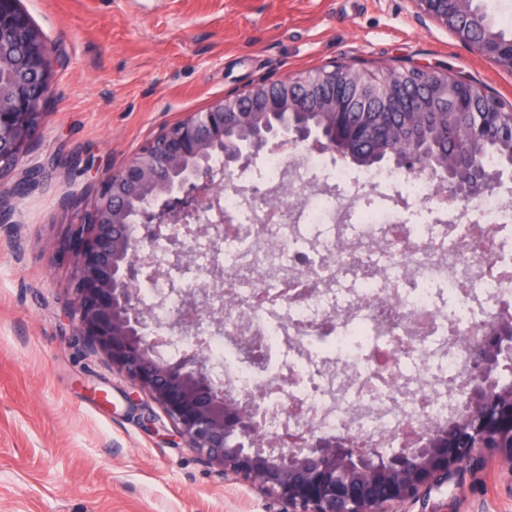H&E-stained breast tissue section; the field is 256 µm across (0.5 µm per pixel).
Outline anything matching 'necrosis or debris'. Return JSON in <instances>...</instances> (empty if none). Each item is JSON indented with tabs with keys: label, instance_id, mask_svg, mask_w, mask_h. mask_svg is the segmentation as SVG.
Instances as JSON below:
<instances>
[{
	"label": "necrosis or debris",
	"instance_id": "4bbe7bcc",
	"mask_svg": "<svg viewBox=\"0 0 512 512\" xmlns=\"http://www.w3.org/2000/svg\"><path fill=\"white\" fill-rule=\"evenodd\" d=\"M441 194L428 172L267 153L225 186L223 223L201 209L195 233L173 225L144 254L139 299L165 356L205 337L213 379L261 405L280 448L310 432L421 439L460 405L473 327L512 307V196L445 208ZM215 291L213 323L189 302Z\"/></svg>",
	"mask_w": 512,
	"mask_h": 512
}]
</instances>
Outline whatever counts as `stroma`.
Masks as SVG:
<instances>
[{"mask_svg":"<svg viewBox=\"0 0 512 512\" xmlns=\"http://www.w3.org/2000/svg\"><path fill=\"white\" fill-rule=\"evenodd\" d=\"M58 57L38 176L0 177V512H281L223 478L149 399L93 352L71 319V260L59 246L93 171L120 165L164 124L230 92L331 63L375 73L436 68L512 104V73L407 0H22ZM405 512H512V468L466 467Z\"/></svg>","mask_w":512,"mask_h":512,"instance_id":"stroma-1","label":"stroma"}]
</instances>
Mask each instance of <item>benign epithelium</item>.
<instances>
[{
  "label": "benign epithelium",
  "mask_w": 512,
  "mask_h": 512,
  "mask_svg": "<svg viewBox=\"0 0 512 512\" xmlns=\"http://www.w3.org/2000/svg\"><path fill=\"white\" fill-rule=\"evenodd\" d=\"M413 13L448 30L460 43L470 45L469 26L485 28L475 53L512 72V36L500 33L479 10L463 13L472 0H409ZM28 15L18 0H0V67L10 64L6 51L28 36ZM57 57L50 42L41 38L28 69L41 75L50 88ZM384 112H468L479 100L485 112H502L512 119V107L502 109L481 84L431 68L419 69L421 93L406 104L401 88L410 74L384 68ZM370 89L371 75L349 64L322 73H304L286 80L258 82L241 93L214 100L207 108L162 127L120 166L106 170L91 182L93 198L82 207V219L69 225L62 251L73 259L72 319L91 349L105 355L112 368L131 384L128 399L148 396L200 459L226 478L245 480L274 497L284 512H394V507L415 503L465 466L479 463L489 452L502 463H512V447L499 448L500 428L489 419L490 397L512 390L501 375L512 371V331L497 337L501 356L470 363L468 393L460 414L465 421L480 416L482 426L472 431L464 448H431L422 442L401 448H360L344 436L311 435L302 448L285 451L269 447L261 434L262 421L253 403L224 396L206 365L202 342L176 359L164 357L162 336L144 333L149 323L132 285L142 269L138 252L142 237H163L172 224H189L204 206L220 209L213 191L212 157L224 161V170L243 169L266 149L288 145L303 149L311 144L346 158L336 133L314 123H298L297 112H350L336 96L342 87ZM48 92L35 98L21 80L13 84L11 101L0 100V158L9 155L17 165L38 140L47 109ZM439 185L452 198L472 199L490 192L512 177V161L481 174L479 183L459 189L451 169L435 170ZM369 474L390 478L388 494L371 496L356 491L349 480L352 465Z\"/></svg>",
  "instance_id": "benign-epithelium-1"
}]
</instances>
